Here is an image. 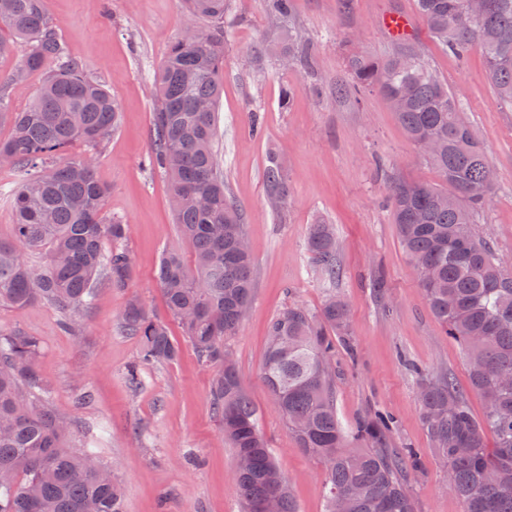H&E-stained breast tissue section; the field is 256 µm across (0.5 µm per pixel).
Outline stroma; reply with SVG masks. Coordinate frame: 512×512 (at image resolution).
Wrapping results in <instances>:
<instances>
[{"instance_id":"1","label":"stroma","mask_w":512,"mask_h":512,"mask_svg":"<svg viewBox=\"0 0 512 512\" xmlns=\"http://www.w3.org/2000/svg\"><path fill=\"white\" fill-rule=\"evenodd\" d=\"M52 22L71 55L121 105L119 127L98 150L73 145L71 156L94 154L107 188L105 218L129 224L125 243L133 260L127 287L100 278L97 305L76 312L75 331L61 314L37 302L0 306V336L20 331L38 337L40 387L36 396L70 420V441L97 449L116 467L125 512H241L231 479L234 454L211 408L215 368L201 365L177 323L174 363L145 365L128 377L139 343L123 329L122 314L137 296L153 316L169 313L156 278L164 250L182 248L167 185L150 169L153 73L179 36L182 0H49ZM416 15V0H293V21L318 48L315 74L283 70L273 59L254 64L261 44L278 39L263 0H228L224 76L217 104L218 160L230 196L245 216L254 258L255 290L236 336L227 341L243 386L258 408L261 429L287 478L298 512H325L323 467L299 448L262 381L267 327L285 306L319 311L329 293L347 302L351 350H337L336 412L353 428L381 411L395 420L391 445L417 449L422 462L410 473L415 512H461L446 492L448 471L431 452L420 420L419 375L449 373L475 416L482 397L470 386L461 347L432 316L392 221L387 175L438 182L436 171L373 92L360 100L337 98L351 54L386 56L392 38L380 25L385 12ZM416 40L456 93L464 115L494 170L491 194L478 228L498 257L512 266V112L497 103L478 53L464 58L441 50L425 24ZM295 88L289 106L284 86ZM277 153L288 173V200L274 212L263 171ZM333 224L339 274L324 279L306 248L310 224Z\"/></svg>"}]
</instances>
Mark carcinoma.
Returning <instances> with one entry per match:
<instances>
[{
  "label": "carcinoma",
  "instance_id": "obj_1",
  "mask_svg": "<svg viewBox=\"0 0 512 512\" xmlns=\"http://www.w3.org/2000/svg\"><path fill=\"white\" fill-rule=\"evenodd\" d=\"M196 34L173 41L153 77L152 166L168 182L180 237L192 256L163 252L157 278L170 317L199 360L219 368L211 393L214 413L234 455L246 457L234 480L243 512H259L271 496L280 512H297L292 491L261 431L260 414L243 388L226 340L243 318L238 309L253 297L252 253L238 250L245 234L241 208L228 195L217 161L216 104L224 75V18L227 0H186ZM422 21L443 49L466 56L477 51L500 106L512 111V0H483L474 15L470 0H417ZM265 12L282 32L263 53L288 70L317 69L314 43L290 25L292 0H264ZM419 45L395 42L386 57L353 54L348 81L336 95L379 92L409 139L436 142L424 158L440 183L391 177L389 199L403 253L416 269L427 304L445 335L464 351L472 388L483 398L476 418L451 375L420 377L421 422L435 458L447 467L448 489L462 512H512V271L504 267L477 228L494 183L485 151L464 119L458 97L426 62ZM16 54L9 78L21 84L45 74L37 95L16 109L0 96V119L11 132L0 139V163L16 169L9 194L15 233L0 239V303L23 307L48 303L66 314L97 299V281L108 274L125 287L132 258L124 247L130 229L103 210L107 188L95 177L91 156L66 157L70 143L99 146L116 129L121 106L88 77L70 56L48 16L47 0H0V56ZM264 188L277 209L288 198L284 167L271 154ZM307 247L323 275L339 273L333 225H310ZM43 252L31 265L25 253ZM125 330L138 338L137 366L167 364L180 353L166 322L151 316L137 299L127 302ZM351 348L346 302L329 295L319 313L288 305L268 326L263 381L300 448L324 468L325 512H415L408 469L419 464L408 448L399 457L388 449L393 418L376 412L347 431L336 414L333 361L336 343ZM37 337L15 332L0 342V469L24 480L0 485V512H124L117 478L93 449L67 445L71 429L25 388L40 383ZM495 442L488 447L486 429Z\"/></svg>",
  "mask_w": 512,
  "mask_h": 512
}]
</instances>
